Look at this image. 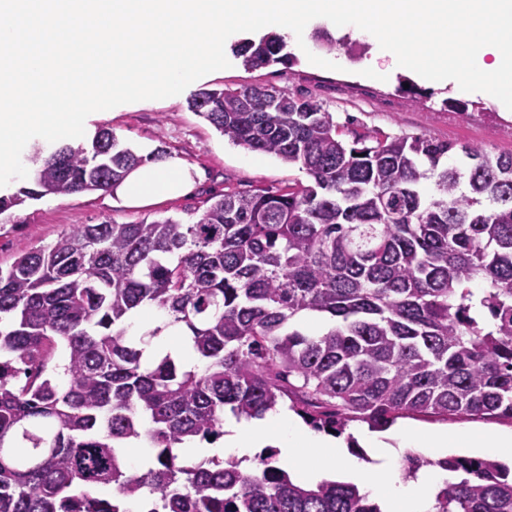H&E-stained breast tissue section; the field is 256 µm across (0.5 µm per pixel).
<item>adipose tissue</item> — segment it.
<instances>
[{"mask_svg":"<svg viewBox=\"0 0 512 512\" xmlns=\"http://www.w3.org/2000/svg\"><path fill=\"white\" fill-rule=\"evenodd\" d=\"M192 184L191 173L177 160L148 163L132 170L116 186L115 193L134 206H143L169 198L187 190ZM396 437L401 449L425 448L442 454L450 448H482L491 453L512 456V435H482L470 431L448 433L436 431L428 435L402 428ZM364 444L374 448L380 460L374 472H366L344 451L343 443L335 436L309 430L290 418L287 412L267 415L263 419L224 420L223 441L204 449L188 447V454L221 457L232 452L238 457L252 456L255 449L270 445L280 455L293 462L295 470L307 484L327 481L342 471L349 475L361 490L369 492L381 506L382 512H430L435 492L442 482L438 472H425L418 477L402 480L393 466L394 449L384 446L377 437L367 436Z\"/></svg>","mask_w":512,"mask_h":512,"instance_id":"ef3b65f1","label":"adipose tissue"}]
</instances>
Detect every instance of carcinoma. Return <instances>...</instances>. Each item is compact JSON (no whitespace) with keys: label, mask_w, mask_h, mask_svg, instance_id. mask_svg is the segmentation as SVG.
Returning a JSON list of instances; mask_svg holds the SVG:
<instances>
[{"label":"carcinoma","mask_w":512,"mask_h":512,"mask_svg":"<svg viewBox=\"0 0 512 512\" xmlns=\"http://www.w3.org/2000/svg\"><path fill=\"white\" fill-rule=\"evenodd\" d=\"M269 34L240 48L282 61ZM191 108L232 143L297 165L310 184L227 192L198 213L81 224L0 267V512H381L352 483L299 484L268 451L187 461L224 412L286 405L318 430L407 415L512 421V154L426 136L348 144L310 100L253 85ZM470 163L451 164L457 155ZM27 160L47 195L115 188L146 158L99 130ZM481 287H473L474 283ZM154 307L196 363L144 362L127 318ZM329 320L321 331L303 317ZM144 439L154 464L132 472ZM432 512H512V464L450 456ZM433 462L406 454L405 475Z\"/></svg>","instance_id":"carcinoma-1"}]
</instances>
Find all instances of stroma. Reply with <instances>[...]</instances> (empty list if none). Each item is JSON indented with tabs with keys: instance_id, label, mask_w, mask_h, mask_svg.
<instances>
[{
	"instance_id": "stroma-1",
	"label": "stroma",
	"mask_w": 512,
	"mask_h": 512,
	"mask_svg": "<svg viewBox=\"0 0 512 512\" xmlns=\"http://www.w3.org/2000/svg\"><path fill=\"white\" fill-rule=\"evenodd\" d=\"M292 64H274L247 70L234 55L235 46L259 40V33H236L225 43L231 59L227 69L198 79L181 94L116 106L95 112L85 121L86 136L100 128L140 155L162 149L164 157L180 159L196 171L192 189L184 196L144 207H131L114 193L95 191L69 196L48 195L29 202L10 218L0 220V267L32 247L52 242L58 233L80 224L108 220L117 224L179 216L183 211L205 209L207 200L226 191L265 189L282 192L307 176L297 166L272 155L237 146L192 112L188 99L198 88H239L265 85L295 98L317 101L330 112L344 141L367 133L378 137L425 134L441 141L482 145L494 154L512 153V110L500 109L489 98L466 97L451 87H422L420 94L400 90L398 77L374 81L360 73L373 57L375 44L336 27L325 18L313 20L303 36L286 32ZM315 54L341 61L335 71L311 64Z\"/></svg>"
}]
</instances>
